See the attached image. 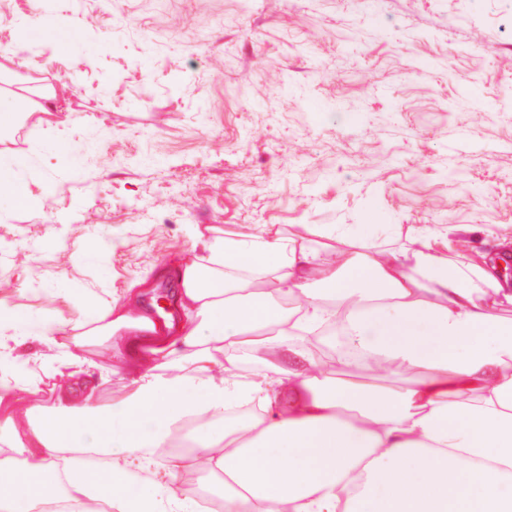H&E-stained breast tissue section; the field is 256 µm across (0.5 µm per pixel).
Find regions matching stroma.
<instances>
[{"mask_svg": "<svg viewBox=\"0 0 512 512\" xmlns=\"http://www.w3.org/2000/svg\"><path fill=\"white\" fill-rule=\"evenodd\" d=\"M11 58L0 152L29 203L0 192V303L48 323L131 287L152 310L170 268L261 224L360 245L464 225L465 256L512 238V0H0ZM79 354L104 407L125 398L131 360ZM54 355L17 348L37 390L0 422L59 395Z\"/></svg>", "mask_w": 512, "mask_h": 512, "instance_id": "obj_1", "label": "stroma"}]
</instances>
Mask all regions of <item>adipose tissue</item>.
I'll return each instance as SVG.
<instances>
[{
	"label": "adipose tissue",
	"instance_id": "ef3b65f1",
	"mask_svg": "<svg viewBox=\"0 0 512 512\" xmlns=\"http://www.w3.org/2000/svg\"><path fill=\"white\" fill-rule=\"evenodd\" d=\"M318 224L286 237L268 225L213 239L206 263L181 270L179 324L160 327L133 300L104 301L76 327L0 304V361L28 340L57 342L63 366L77 348L137 337L128 397L103 408L71 384L26 411L25 437L0 440V512L68 498L108 512H199L164 476L202 468L223 512H512V278L497 258L457 261L425 224L409 242L362 251L316 249ZM362 358H320L297 343L335 317ZM266 351L267 380L242 381L241 353ZM258 401V414L227 413ZM207 419L203 456L154 454L183 420ZM69 448H98L103 472L60 466ZM144 475L146 490L128 485Z\"/></svg>",
	"mask_w": 512,
	"mask_h": 512
}]
</instances>
